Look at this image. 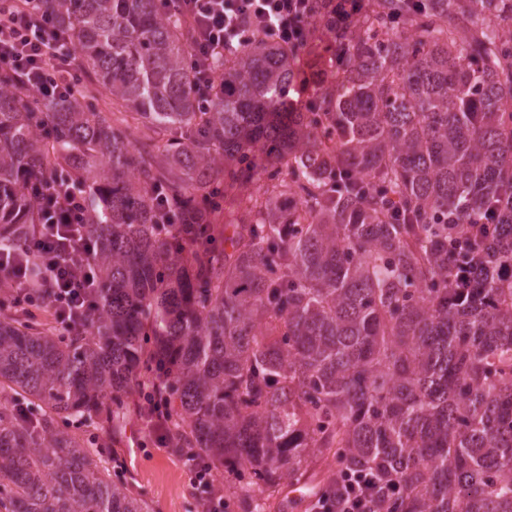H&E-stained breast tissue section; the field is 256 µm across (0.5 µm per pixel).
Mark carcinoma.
I'll use <instances>...</instances> for the list:
<instances>
[{
	"mask_svg": "<svg viewBox=\"0 0 512 512\" xmlns=\"http://www.w3.org/2000/svg\"><path fill=\"white\" fill-rule=\"evenodd\" d=\"M82 75L52 101L0 72V245L38 223L24 184L62 173L92 211L98 308L54 336L0 312V512H149L66 424L122 421L171 366L178 448L253 487L300 481L311 449L373 471L380 512H512V0H376L310 18L336 79L254 39L196 111L181 21L156 0H44ZM264 179L246 205L237 192ZM165 198L209 212L188 234ZM224 223H215L219 214ZM97 106L99 109L104 111L112 112V119L118 124H129L134 128V135L136 138H142L145 135H150L151 131L148 130L141 124H137L136 121L132 119L129 111L120 107L113 99L112 96L101 90L98 99Z\"/></svg>",
	"mask_w": 512,
	"mask_h": 512,
	"instance_id": "cac0c4a2",
	"label": "carcinoma"
}]
</instances>
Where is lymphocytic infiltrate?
<instances>
[{
	"label": "lymphocytic infiltrate",
	"mask_w": 512,
	"mask_h": 512,
	"mask_svg": "<svg viewBox=\"0 0 512 512\" xmlns=\"http://www.w3.org/2000/svg\"><path fill=\"white\" fill-rule=\"evenodd\" d=\"M175 5L189 36V66L199 111H209L222 84L216 62L253 39L305 48L312 0H160ZM69 37L42 0H0V67L17 87L45 99L68 94L79 76ZM33 202L40 222L20 249L0 247V276L22 315H45L51 328L67 334L84 329L98 305L96 271L89 260L90 213L82 186L45 181ZM163 377L141 386L134 408L157 445H170L172 411ZM335 494L320 495L315 512H378L380 486L373 473L342 475Z\"/></svg>",
	"instance_id": "obj_1"
}]
</instances>
